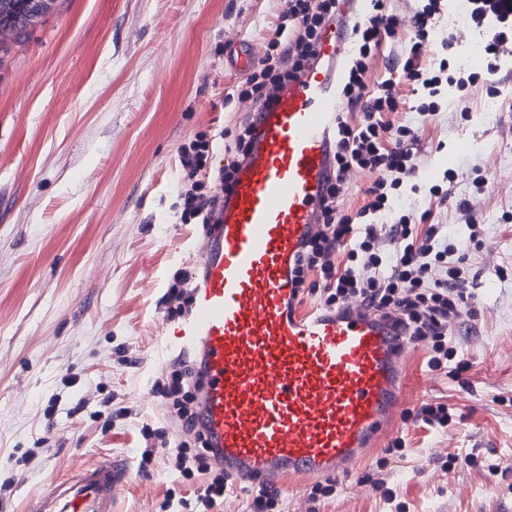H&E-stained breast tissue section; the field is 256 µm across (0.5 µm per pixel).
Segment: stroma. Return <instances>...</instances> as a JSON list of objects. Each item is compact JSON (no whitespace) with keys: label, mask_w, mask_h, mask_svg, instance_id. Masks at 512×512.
Returning a JSON list of instances; mask_svg holds the SVG:
<instances>
[{"label":"stroma","mask_w":512,"mask_h":512,"mask_svg":"<svg viewBox=\"0 0 512 512\" xmlns=\"http://www.w3.org/2000/svg\"><path fill=\"white\" fill-rule=\"evenodd\" d=\"M277 12L275 0H59L0 56V512H28L31 497L107 457L126 480L112 512H164L169 497L198 512L200 481L168 468L181 435L152 390L176 356L168 284L202 232L178 221L179 156L204 133L223 164L221 131L253 106L232 42L264 51ZM486 37L447 0L427 60L475 84L423 112L401 81L389 115L418 136L404 183L419 187L406 199L419 231L447 225L467 257L471 308L449 340L471 368L458 381L429 370L418 344L395 428L335 476L332 496L289 481L284 512H512V38L495 73L461 63ZM447 172L441 202L427 189ZM436 403L453 416L447 431L415 420Z\"/></svg>","instance_id":"35a3bbf8"}]
</instances>
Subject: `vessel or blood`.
Masks as SVG:
<instances>
[{
	"label": "vessel or blood",
	"instance_id": "1",
	"mask_svg": "<svg viewBox=\"0 0 512 512\" xmlns=\"http://www.w3.org/2000/svg\"><path fill=\"white\" fill-rule=\"evenodd\" d=\"M351 29L326 23L316 64L271 88L247 158L201 237L193 304L175 348L195 363L200 429L237 484L351 471L410 393L409 347L391 319L349 303L299 313L293 271L316 235L337 92ZM120 479L105 460L30 512H112Z\"/></svg>",
	"mask_w": 512,
	"mask_h": 512
}]
</instances>
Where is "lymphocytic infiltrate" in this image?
Wrapping results in <instances>:
<instances>
[{
  "mask_svg": "<svg viewBox=\"0 0 512 512\" xmlns=\"http://www.w3.org/2000/svg\"><path fill=\"white\" fill-rule=\"evenodd\" d=\"M442 0H427L413 12L414 34L405 50L397 53L394 70L426 91L428 111H438L436 101L443 86L465 90L475 74L452 75L447 61L438 67L423 65V46L437 25ZM340 0H286L284 9L266 42V53L240 89L252 99L253 112L239 122L230 140L224 143L227 165L215 167L210 140L200 137L182 148L180 164L184 171L179 198L180 221L184 224L213 223L221 205L211 183H221L230 175L229 163H240L256 130L255 113L262 110L269 86L296 78L317 57V39L324 23L336 17ZM470 20L487 27L489 38L484 51L489 71H496L499 49L512 31V0H468ZM399 18L390 13L384 0H371V9L355 22L352 47L338 85L339 95L350 110L337 123L332 135V171L322 201L321 235L306 242L296 270L298 284L308 287L320 308L340 310L351 301L391 316L405 339L428 341L427 366L433 371H450L459 376L468 370L467 361L458 359L448 340V319L467 310L470 293L464 285L466 258L448 245L439 224L419 232L410 214L403 213L390 224L371 223V216L390 210L402 185L401 176L416 167L417 138L405 125L386 120L395 111L394 88L397 79H388L378 88L367 82V60L383 37H396ZM358 168L373 174L365 191L366 203L350 215L341 207L346 174ZM318 271L319 280L307 283L309 271ZM194 369L177 359L169 379L155 385V391L168 400L178 419L183 437L173 450L170 465L185 479L200 478L197 502L205 512L223 503L233 482L216 464L196 429Z\"/></svg>",
  "mask_w": 512,
  "mask_h": 512,
  "instance_id": "f902f5d3",
  "label": "lymphocytic infiltrate"
}]
</instances>
